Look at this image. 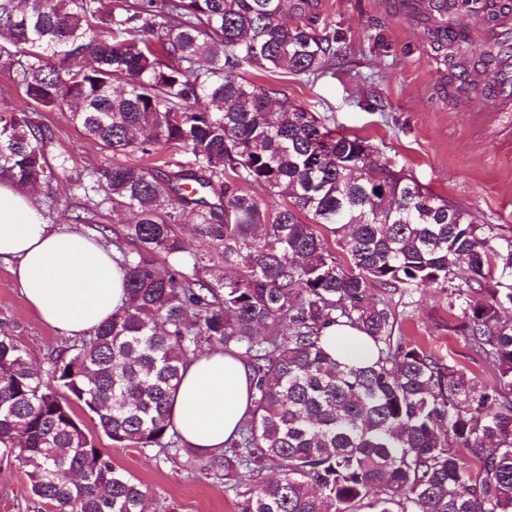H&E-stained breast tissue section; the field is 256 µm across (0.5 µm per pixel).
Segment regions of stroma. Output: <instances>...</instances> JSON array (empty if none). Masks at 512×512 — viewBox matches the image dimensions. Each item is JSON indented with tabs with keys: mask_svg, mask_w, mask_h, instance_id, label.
I'll use <instances>...</instances> for the list:
<instances>
[{
	"mask_svg": "<svg viewBox=\"0 0 512 512\" xmlns=\"http://www.w3.org/2000/svg\"><path fill=\"white\" fill-rule=\"evenodd\" d=\"M316 26L337 37L336 62L315 75L249 72L258 85L285 91L328 128L367 139L380 162L404 169L432 193L465 210L476 224L494 225L512 239V112L482 111V97L449 95L448 66L402 0H321ZM50 163L64 162L54 199L37 193L48 223L80 228L72 218L84 199L77 189L93 173L137 165V152L115 154L69 120L68 110L42 113ZM453 288L427 285L406 296L392 295L396 333L406 344L456 363L469 376L492 383L482 361L457 332ZM0 325L8 328L37 364L69 337L40 324L22 296L10 262L0 260ZM98 448L111 453L127 473L179 512H241L248 486L187 474L180 459L154 448H117L85 420ZM29 480L16 463L0 462V512H33Z\"/></svg>",
	"mask_w": 512,
	"mask_h": 512,
	"instance_id": "1",
	"label": "stroma"
}]
</instances>
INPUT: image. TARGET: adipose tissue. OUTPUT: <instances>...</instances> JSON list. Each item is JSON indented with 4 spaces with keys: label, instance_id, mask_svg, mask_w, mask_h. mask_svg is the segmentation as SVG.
I'll use <instances>...</instances> for the list:
<instances>
[{
    "label": "adipose tissue",
    "instance_id": "obj_1",
    "mask_svg": "<svg viewBox=\"0 0 512 512\" xmlns=\"http://www.w3.org/2000/svg\"><path fill=\"white\" fill-rule=\"evenodd\" d=\"M0 258L13 261L16 283L38 319L70 337L109 320L126 296L111 250L45 222L31 194L7 179L0 180ZM319 344L348 365L364 366L378 355L371 339L350 326L323 329ZM251 376L245 361L220 348L182 369L170 420L186 447L223 450L251 408Z\"/></svg>",
    "mask_w": 512,
    "mask_h": 512
}]
</instances>
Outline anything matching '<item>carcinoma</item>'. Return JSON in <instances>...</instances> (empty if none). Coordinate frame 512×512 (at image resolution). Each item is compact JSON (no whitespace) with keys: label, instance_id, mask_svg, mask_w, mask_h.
Masks as SVG:
<instances>
[{"label":"carcinoma","instance_id":"obj_1","mask_svg":"<svg viewBox=\"0 0 512 512\" xmlns=\"http://www.w3.org/2000/svg\"><path fill=\"white\" fill-rule=\"evenodd\" d=\"M319 0H0V76L26 102L57 110L115 153L80 184L91 222L112 201L131 215L110 229L126 298L80 341L32 364L0 331V458L24 468L48 512H145L149 489L98 448L72 404L116 448H157L189 472L256 485L241 512H512V240L381 164L376 149L326 128L249 70L317 74L336 39L313 19ZM296 19L281 21L285 10ZM460 96L498 46L451 23L431 25ZM36 112L0 108V179H57ZM192 160L169 170L161 149ZM260 186L266 196L244 185ZM284 196L277 209L267 199ZM191 221L211 250L186 258ZM333 226L353 268L336 263L317 227ZM165 256L160 263L156 256ZM240 276L207 277L219 262ZM192 267V273L185 272ZM457 286L458 329L494 375L488 385L395 336L389 301L422 285ZM350 325L378 349L348 366L319 345ZM246 358L252 408L219 454L170 430L181 370L204 349ZM277 477L262 480L268 467Z\"/></svg>","mask_w":512,"mask_h":512}]
</instances>
